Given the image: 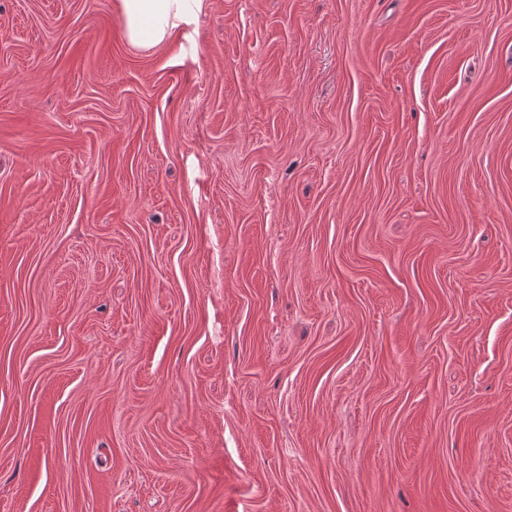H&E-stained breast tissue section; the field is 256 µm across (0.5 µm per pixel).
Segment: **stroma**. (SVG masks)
I'll use <instances>...</instances> for the list:
<instances>
[{
    "label": "stroma",
    "instance_id": "stroma-1",
    "mask_svg": "<svg viewBox=\"0 0 512 512\" xmlns=\"http://www.w3.org/2000/svg\"><path fill=\"white\" fill-rule=\"evenodd\" d=\"M0 512H512V0H0ZM202 0H119L129 43L142 49L161 46L171 32L201 9Z\"/></svg>",
    "mask_w": 512,
    "mask_h": 512
}]
</instances>
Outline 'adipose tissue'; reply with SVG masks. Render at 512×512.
Segmentation results:
<instances>
[{"mask_svg":"<svg viewBox=\"0 0 512 512\" xmlns=\"http://www.w3.org/2000/svg\"><path fill=\"white\" fill-rule=\"evenodd\" d=\"M202 0H119L129 43L142 49L161 46L171 32L200 10Z\"/></svg>","mask_w":512,"mask_h":512,"instance_id":"1","label":"adipose tissue"}]
</instances>
